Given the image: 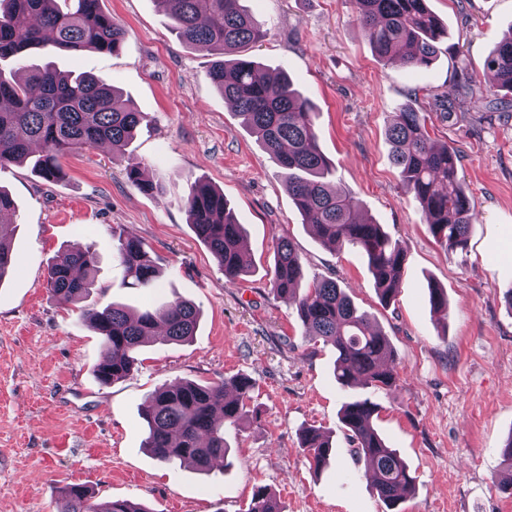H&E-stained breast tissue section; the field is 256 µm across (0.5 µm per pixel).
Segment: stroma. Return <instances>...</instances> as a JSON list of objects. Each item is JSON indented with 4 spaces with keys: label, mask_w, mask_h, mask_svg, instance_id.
<instances>
[{
    "label": "stroma",
    "mask_w": 512,
    "mask_h": 512,
    "mask_svg": "<svg viewBox=\"0 0 512 512\" xmlns=\"http://www.w3.org/2000/svg\"><path fill=\"white\" fill-rule=\"evenodd\" d=\"M244 4L266 31L252 56L286 70L314 103L337 187L401 243L396 296L381 303L366 259L321 243L303 224L279 168L211 82V52L182 44L156 0H100L126 30L116 54L36 50L22 64L100 76L146 119L124 155L101 146L61 157L62 181L45 182L25 165L0 170L16 206V264L0 281V512H57L67 483L150 512H247L261 487L283 512H387L339 419L343 402L366 395L382 406L377 430L416 478L403 512H512V495L497 484L512 438V117L459 90L466 74L484 86L487 58L512 31V0H428L448 37L421 69L375 55L354 23V0ZM436 97L451 100L452 119L430 111ZM407 105L429 110L432 141L459 151V176L476 205L465 250L448 251L430 234L393 165L386 129ZM132 164L154 194L128 182ZM197 179L223 190L244 225L247 276L228 280L195 235L184 199ZM116 231L145 244L161 288L123 285ZM280 236L293 240L305 281L334 274L388 336L391 391L336 384L334 349L305 338L293 307L270 290ZM78 247L98 259L88 306L141 309L181 297L201 311L193 338L148 344L130 377L100 385V337L46 284L56 255ZM435 287L447 314L431 306ZM236 374L254 382L259 418L226 429L229 466L202 473L154 460L143 446L148 396L167 383ZM310 426L336 446L335 462L320 471L300 446Z\"/></svg>",
    "instance_id": "obj_1"
}]
</instances>
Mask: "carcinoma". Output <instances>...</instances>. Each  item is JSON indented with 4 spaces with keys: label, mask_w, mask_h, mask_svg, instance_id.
Wrapping results in <instances>:
<instances>
[{
    "label": "carcinoma",
    "mask_w": 512,
    "mask_h": 512,
    "mask_svg": "<svg viewBox=\"0 0 512 512\" xmlns=\"http://www.w3.org/2000/svg\"><path fill=\"white\" fill-rule=\"evenodd\" d=\"M184 44L217 56L209 76L281 173L304 223L330 245H348L366 260L380 300L394 296L402 276L404 250L383 225L358 217V203L331 180L332 167L321 152L314 129V106L296 89L288 74L266 70L246 54L265 37L261 24L242 0H158ZM355 21L375 54L415 68L428 67L446 32L429 10L427 0H356ZM125 30L103 13L99 0H0V63L25 56L35 48L61 52L115 54ZM493 83L476 91L471 78L466 94L497 98L512 93V36L504 37L486 62ZM0 169L30 163L32 171L54 183L62 177L59 156L67 151L112 147L123 154L145 119L122 102L105 79L63 73L55 66H35L25 75L0 67ZM401 181L425 214L429 232L449 250L465 249L475 203L458 178L459 153L452 146L432 144L425 114L407 106L396 113L386 131ZM196 236L218 261L224 276L234 280L249 273L244 261L243 225L227 206L224 192L196 181L185 201ZM15 212L10 195L0 189V280L15 265L8 245L15 226L3 217ZM117 258L133 288H154L159 273L145 245L119 238ZM96 253L64 251L48 267L47 286L65 304L76 305L95 286ZM272 290L293 304L309 339L336 351L334 378L342 388L361 384L374 390L395 385L389 366V338L359 311L336 280L317 277L299 292L302 260L291 240L279 237L269 271ZM80 314L101 337L103 355L96 379L108 386L134 371L141 347L152 340L183 343L195 333L200 310L176 298L157 308L132 311L121 304L80 308ZM252 380L237 375L221 383L191 380L165 384L149 398L143 420L144 447L160 463L191 460L206 473L229 454L224 426H237L257 412L248 409ZM380 404L356 397L340 410L343 429L365 463L364 477L390 512L415 490V477L397 451L374 428ZM301 448L311 466L320 469L333 456L330 436L316 428L301 433ZM498 485L512 491V439L502 452ZM59 512H151L128 500L98 502L80 485L58 490ZM248 512H282L274 494L258 489Z\"/></svg>",
    "instance_id": "carcinoma-1"
}]
</instances>
